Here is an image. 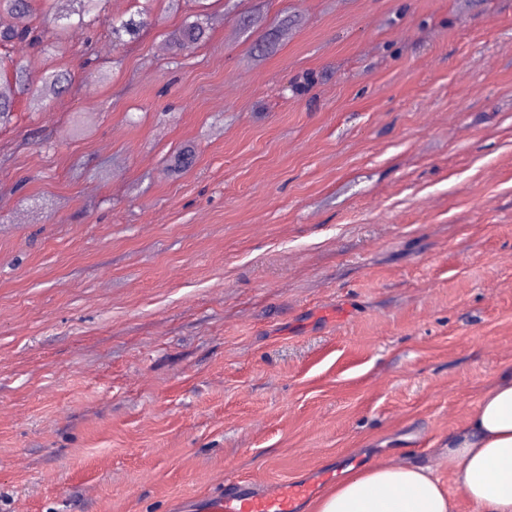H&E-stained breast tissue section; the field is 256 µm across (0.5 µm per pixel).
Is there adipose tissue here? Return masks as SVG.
I'll return each instance as SVG.
<instances>
[{"label": "adipose tissue", "mask_w": 512, "mask_h": 512, "mask_svg": "<svg viewBox=\"0 0 512 512\" xmlns=\"http://www.w3.org/2000/svg\"><path fill=\"white\" fill-rule=\"evenodd\" d=\"M448 474L478 512H512V369L501 372L465 423L448 435ZM312 512H455L429 468L346 469Z\"/></svg>", "instance_id": "obj_1"}]
</instances>
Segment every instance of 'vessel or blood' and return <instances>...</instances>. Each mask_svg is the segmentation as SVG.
Listing matches in <instances>:
<instances>
[{
    "instance_id": "1",
    "label": "vessel or blood",
    "mask_w": 512,
    "mask_h": 512,
    "mask_svg": "<svg viewBox=\"0 0 512 512\" xmlns=\"http://www.w3.org/2000/svg\"><path fill=\"white\" fill-rule=\"evenodd\" d=\"M310 493V485L291 483L278 495L266 496L251 483L236 481L224 492L192 500L191 505L194 512H294L297 503Z\"/></svg>"
}]
</instances>
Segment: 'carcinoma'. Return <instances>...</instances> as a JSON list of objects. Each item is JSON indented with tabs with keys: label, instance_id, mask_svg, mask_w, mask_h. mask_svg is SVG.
Returning a JSON list of instances; mask_svg holds the SVG:
<instances>
[{
	"label": "carcinoma",
	"instance_id": "obj_1",
	"mask_svg": "<svg viewBox=\"0 0 512 512\" xmlns=\"http://www.w3.org/2000/svg\"><path fill=\"white\" fill-rule=\"evenodd\" d=\"M100 4L101 0H67L65 10L54 14L52 23L62 31L88 29L99 21ZM0 14L21 19L16 25L0 26V68L8 69L12 77L8 86L0 88V125H4L12 120L17 96H26L31 109L43 111L47 103L64 90L69 75L56 71L35 80L30 75L27 60L12 54L18 45L41 46L50 38V28L33 23V0H0ZM145 24L144 18H130L114 24L112 38L121 40L125 35L133 36ZM207 37L205 22L196 19L185 23L175 32L173 40L175 46L183 50L200 44Z\"/></svg>",
	"mask_w": 512,
	"mask_h": 512
}]
</instances>
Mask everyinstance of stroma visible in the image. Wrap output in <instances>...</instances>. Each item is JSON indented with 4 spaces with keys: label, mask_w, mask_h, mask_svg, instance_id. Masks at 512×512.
I'll return each mask as SVG.
<instances>
[{
    "label": "stroma",
    "mask_w": 512,
    "mask_h": 512,
    "mask_svg": "<svg viewBox=\"0 0 512 512\" xmlns=\"http://www.w3.org/2000/svg\"><path fill=\"white\" fill-rule=\"evenodd\" d=\"M105 7L16 48L71 81L0 127V512L401 460L477 512L444 453L512 368V0ZM208 37V29L202 19H196L192 22H186L173 35L175 46L180 49L192 48Z\"/></svg>",
    "instance_id": "35a3bbf8"
}]
</instances>
